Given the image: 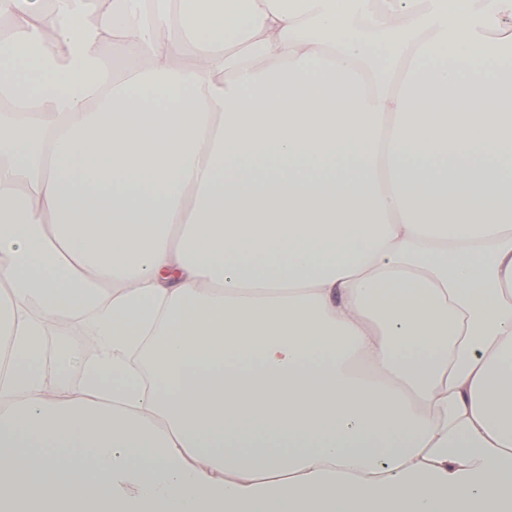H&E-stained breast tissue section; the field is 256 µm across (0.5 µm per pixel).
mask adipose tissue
I'll return each mask as SVG.
<instances>
[{
    "mask_svg": "<svg viewBox=\"0 0 512 512\" xmlns=\"http://www.w3.org/2000/svg\"><path fill=\"white\" fill-rule=\"evenodd\" d=\"M0 18V512H512V0Z\"/></svg>",
    "mask_w": 512,
    "mask_h": 512,
    "instance_id": "adipose-tissue-1",
    "label": "adipose tissue"
}]
</instances>
